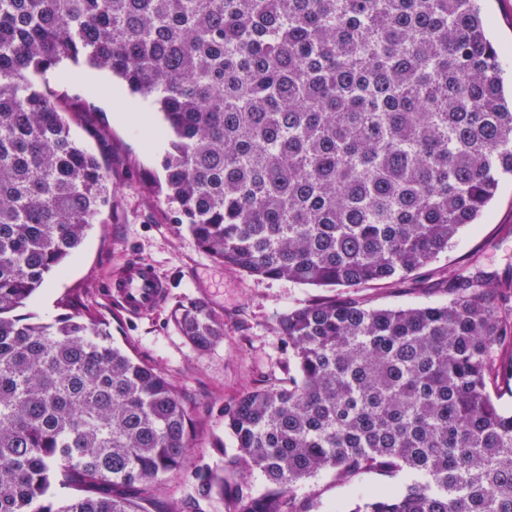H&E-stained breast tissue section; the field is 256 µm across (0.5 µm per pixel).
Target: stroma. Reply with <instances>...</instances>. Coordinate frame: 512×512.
<instances>
[{
    "mask_svg": "<svg viewBox=\"0 0 512 512\" xmlns=\"http://www.w3.org/2000/svg\"><path fill=\"white\" fill-rule=\"evenodd\" d=\"M133 96L97 97L90 121L71 125L73 139L105 159L112 171V219L94 224L61 272L50 274L30 299L27 310L39 321L63 317L67 299L77 297L110 323L114 342L136 360L163 373L184 398L196 440L180 469L168 473L153 494L163 501H185L195 493L191 475L206 468L224 475L226 491L200 501L202 512H232L233 493L264 492L256 468L225 473V459L237 453L236 440L224 424V405L242 392L262 388L288 375V346L280 319L288 310L322 296L319 288L285 279H260L219 263L198 247L187 229L172 223L171 206L154 187L163 179L167 149L163 139L146 141V129H161L162 116L152 100L144 105L148 126L120 121L119 113L136 104ZM106 133L98 139L93 126ZM131 259L153 265L167 280L159 307L146 315L119 312L104 295L103 282L118 275ZM503 278L512 274V178L503 180L487 215L465 227L455 244L416 279L361 289L369 305L380 308L441 303L448 294L441 283L464 264ZM205 302L224 321V336L209 350H196L170 321L179 303ZM395 480L365 474L352 483H337L321 472L295 486L297 496L315 495L316 512H347L362 492L386 491Z\"/></svg>",
    "mask_w": 512,
    "mask_h": 512,
    "instance_id": "stroma-1",
    "label": "stroma"
}]
</instances>
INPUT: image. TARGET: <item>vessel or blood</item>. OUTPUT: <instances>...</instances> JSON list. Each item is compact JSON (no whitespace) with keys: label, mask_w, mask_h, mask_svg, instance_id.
Returning <instances> with one entry per match:
<instances>
[{"label":"vessel or blood","mask_w":512,"mask_h":512,"mask_svg":"<svg viewBox=\"0 0 512 512\" xmlns=\"http://www.w3.org/2000/svg\"><path fill=\"white\" fill-rule=\"evenodd\" d=\"M108 288L120 312L139 315L153 311L162 302L166 283L149 265L132 262Z\"/></svg>","instance_id":"1"}]
</instances>
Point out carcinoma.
<instances>
[{"mask_svg": "<svg viewBox=\"0 0 512 512\" xmlns=\"http://www.w3.org/2000/svg\"><path fill=\"white\" fill-rule=\"evenodd\" d=\"M504 55L480 0H0V512L196 504L153 496L194 442L171 382L92 311L20 313L112 212L109 171L70 134L95 70L164 114V194L199 247L347 289L281 317L287 382L224 404V471L267 483L233 512H313L293 488L321 471L412 477L349 512H512V277L462 271L417 307L355 295L429 266L512 177ZM65 60L88 66L61 74L71 100L33 80ZM171 318L198 350L224 336L201 301Z\"/></svg>", "mask_w": 512, "mask_h": 512, "instance_id": "1", "label": "carcinoma"}]
</instances>
